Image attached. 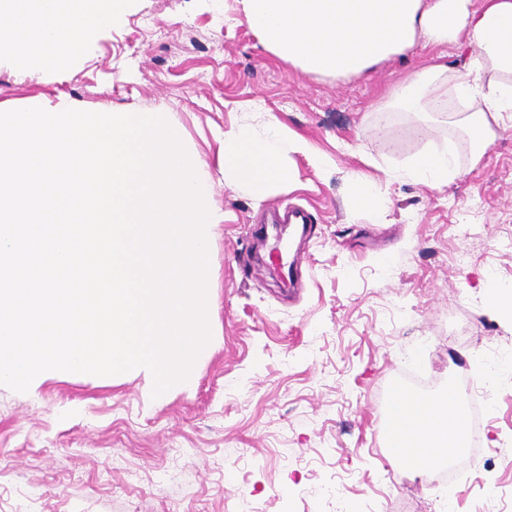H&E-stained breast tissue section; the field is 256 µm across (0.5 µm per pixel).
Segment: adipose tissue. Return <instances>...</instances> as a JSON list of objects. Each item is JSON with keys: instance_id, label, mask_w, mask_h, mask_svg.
Listing matches in <instances>:
<instances>
[{"instance_id": "1", "label": "adipose tissue", "mask_w": 512, "mask_h": 512, "mask_svg": "<svg viewBox=\"0 0 512 512\" xmlns=\"http://www.w3.org/2000/svg\"><path fill=\"white\" fill-rule=\"evenodd\" d=\"M127 0H100L99 8L75 10L69 0H0V50L18 48L19 35L36 46L18 62L51 71L69 59V46L120 22ZM246 23L273 55L317 75L353 76L417 47H475L465 72L439 63L409 75L388 106L401 112H440L448 90L463 110L457 121L480 160L494 140V126L512 120V0H241ZM308 152L306 141H285L276 118L263 130L241 126L224 133V182L264 195L283 180L286 150ZM453 148L419 154L407 178L430 188L461 176ZM391 422L396 462L404 468L438 465L462 448L465 414L454 389L433 397L397 395Z\"/></svg>"}]
</instances>
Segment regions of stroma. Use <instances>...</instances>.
I'll return each mask as SVG.
<instances>
[{"mask_svg": "<svg viewBox=\"0 0 512 512\" xmlns=\"http://www.w3.org/2000/svg\"><path fill=\"white\" fill-rule=\"evenodd\" d=\"M415 50L359 76L304 72L267 51L240 0H129L121 24L46 72L0 61V104L162 110L211 186L207 320L192 376L164 395L133 369L53 372L0 385V512H512V124L479 164L441 116L461 177L437 190L401 177L432 117L383 109L430 64ZM277 118L308 153L262 198L224 184V133ZM372 182L384 219L347 205ZM291 203L314 216L295 293L262 257L257 226ZM432 393L495 368L502 386L467 484L428 487L387 450L380 414L406 358Z\"/></svg>", "mask_w": 512, "mask_h": 512, "instance_id": "1", "label": "stroma"}]
</instances>
